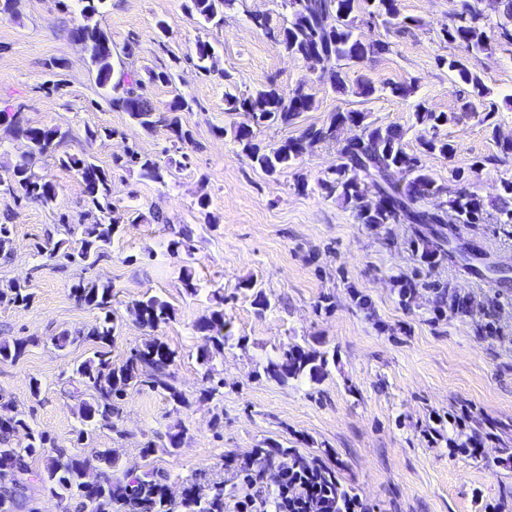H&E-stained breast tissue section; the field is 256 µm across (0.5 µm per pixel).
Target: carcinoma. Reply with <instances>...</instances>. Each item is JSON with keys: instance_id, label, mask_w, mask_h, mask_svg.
<instances>
[{"instance_id": "obj_1", "label": "carcinoma", "mask_w": 512, "mask_h": 512, "mask_svg": "<svg viewBox=\"0 0 512 512\" xmlns=\"http://www.w3.org/2000/svg\"><path fill=\"white\" fill-rule=\"evenodd\" d=\"M82 3L83 22L70 30V36L86 44L92 50L90 59L95 71V84L108 91L110 107L125 112L145 131L156 126L168 128L174 143L189 144L192 133L182 124L181 112L190 109L182 97L174 99L165 109L157 108L147 95V84L171 83L180 61L159 71L146 70L148 80L126 69L124 62L114 63L112 38L92 18L106 0H79ZM189 11L214 27L224 25L225 10L233 8L236 0H189ZM481 0H473L452 22L441 31L442 39L461 48L465 55L439 59V65L448 68L467 87V97L461 105V114L434 112L425 103L415 106V124L420 127L419 146L424 153L452 156L454 147L439 136V129L459 119V116L481 114L483 120H492L498 108L489 99L490 91L479 69L481 56L491 54L502 44L512 45V0H498L503 21L494 26L481 24L482 13L478 8ZM291 18L274 26L267 14L252 15L253 25L289 55L307 59L317 53L326 69L334 73L333 87L340 93L350 92L360 97H370L376 88L368 83L351 84L349 68L360 64L371 52L389 51V43L383 40L368 41L357 32L356 20L367 27L382 19L389 29L400 33L420 21L403 17L398 0H284ZM213 46L200 40L196 43L194 66L210 72L207 62L213 58ZM49 79L42 88L59 93L65 87L61 70L65 63L52 59L47 64ZM225 102L231 112H241L246 122L235 131V139L242 151L261 170L273 174L288 168L304 154L323 143H336L340 160L333 177L319 184L327 195L335 193L353 205L363 224H448V216L455 218L450 230L461 231L471 224H484L488 220L484 200L470 191H456L447 201L449 209L435 215L424 209L423 202L439 198L450 190L437 184L416 154L403 147L404 133L394 125L382 126L365 122L361 111L348 110L332 113L329 122L309 125L299 136L289 138L274 147L255 142L254 130L271 124L292 125L304 112L313 107L312 97L298 85L285 93L272 86H262L247 95L225 93ZM345 125L360 128L359 137L342 139L339 130ZM0 128L4 133L26 142L27 151L21 159L7 168L10 184H0V197H9L14 203L35 201L52 204L57 196L55 183L35 171L41 159L58 157L60 166L75 171L84 184L88 210L80 222L71 224L60 217L66 236L52 247L38 253L60 255L86 268L95 266L107 254L122 224H135L144 215L130 211L118 212L112 203V172L91 161L88 156L76 154L57 155L68 132L57 126L33 127L22 112V106L0 109ZM120 168L139 167L141 175L154 180L163 178L164 168L148 157L129 150L125 156L113 159ZM394 170L403 183H391L386 172ZM496 211L495 223L512 225V181L502 182V193L490 202ZM191 230L177 232L178 238L168 244L173 255L181 257L180 281L186 293L195 295L199 285L193 275L195 263L190 241ZM113 286L110 282L80 280L70 286V298L81 307L97 309L102 317L80 336H72L66 330L51 337L59 350L81 341L94 345L92 355L74 366L70 381L82 388L85 399L78 405L81 428L76 441L80 442L92 430L114 427L112 418L119 413L118 402L128 392L142 386L166 396L178 408L191 405L186 394L174 384L172 366L177 352L158 336H154L131 352L126 361L116 366L109 350L116 336L118 322L112 311ZM217 307L195 324V330L206 340L197 359L205 367V380L209 386L201 395L212 398L224 387V379L213 376V361L224 354V344L229 334L224 332V296L213 292ZM33 300V292L27 280H15L0 288V304L26 307ZM136 320L153 330L168 323L174 309L158 295L144 296L130 307ZM38 338L16 339L11 343L0 342V361H18L27 346ZM327 360L310 353L298 345L282 349L268 360L265 374L278 382L304 375L314 377L323 370ZM28 437L23 446L14 445L15 436ZM45 458L43 469L36 470L30 464L35 454ZM275 455L288 457V465L296 472L313 471L329 487L332 498L315 501L307 506L308 512H341V504L352 500L350 491L337 479L333 469L320 459L308 458L289 448L260 449L257 459L267 460ZM116 456L110 448H101L92 457L67 455L61 447L35 430L16 410L13 403L0 397V512H40L32 489L41 484L58 500L62 512H89V501L100 500L99 512H224V487L216 483L203 493L197 485L184 489L180 501L168 494L171 475L167 471L151 469L140 474H127L122 479L112 478Z\"/></svg>"}]
</instances>
